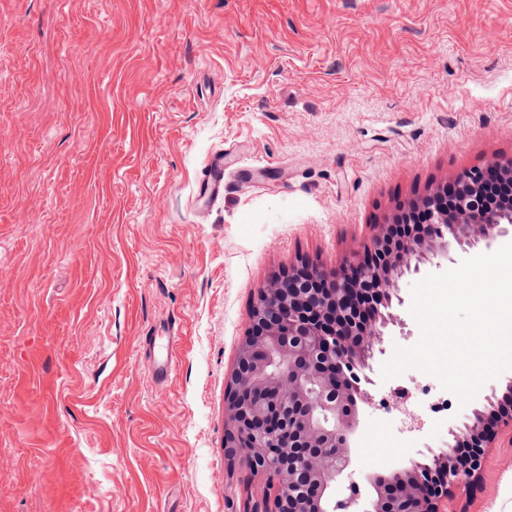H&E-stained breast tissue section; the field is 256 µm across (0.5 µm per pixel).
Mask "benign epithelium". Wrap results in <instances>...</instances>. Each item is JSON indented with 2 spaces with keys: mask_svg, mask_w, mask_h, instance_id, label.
<instances>
[{
  "mask_svg": "<svg viewBox=\"0 0 512 512\" xmlns=\"http://www.w3.org/2000/svg\"><path fill=\"white\" fill-rule=\"evenodd\" d=\"M512 157L466 171L400 210L364 244L362 260L326 270L306 260L259 289L251 324L224 397V456L279 478L272 512H329L327 488L342 475L358 404L372 400L360 372L395 321L389 312L398 281L427 246L449 251L489 245L512 232V210L490 202ZM512 412L474 411L455 434L474 449L465 463L450 448L433 455L435 478L416 462L369 476L375 496L363 512H443L448 490L472 479L496 428Z\"/></svg>",
  "mask_w": 512,
  "mask_h": 512,
  "instance_id": "1",
  "label": "benign epithelium"
}]
</instances>
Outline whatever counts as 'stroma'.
I'll use <instances>...</instances> for the list:
<instances>
[{"instance_id":"stroma-1","label":"stroma","mask_w":512,"mask_h":512,"mask_svg":"<svg viewBox=\"0 0 512 512\" xmlns=\"http://www.w3.org/2000/svg\"><path fill=\"white\" fill-rule=\"evenodd\" d=\"M510 156L512 0H0V512H264L277 484L224 457L259 288L355 261L399 208ZM482 252L400 279L336 504L512 390L510 368L463 406L381 373L420 337L413 284ZM167 319L159 384L144 338ZM448 512H512V425ZM199 191L210 198L224 194V154L215 152L207 159L199 178ZM178 339V330L173 324H167L163 336L157 333L145 337L146 352L151 359V373L156 382L166 381L174 363L175 347Z\"/></svg>"}]
</instances>
